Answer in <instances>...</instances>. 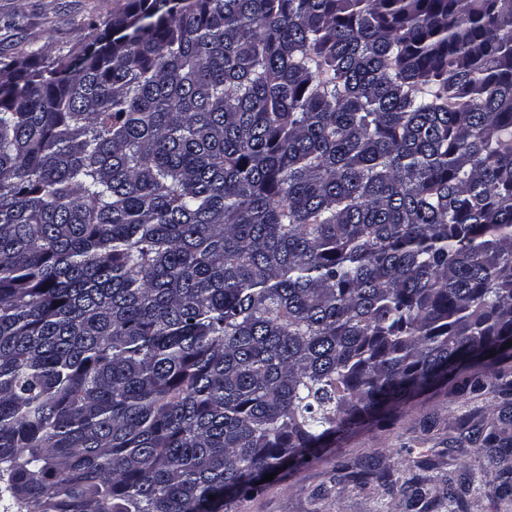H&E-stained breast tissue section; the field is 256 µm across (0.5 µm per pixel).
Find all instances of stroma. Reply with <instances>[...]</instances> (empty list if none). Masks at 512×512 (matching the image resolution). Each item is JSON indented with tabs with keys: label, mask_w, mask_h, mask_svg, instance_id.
I'll list each match as a JSON object with an SVG mask.
<instances>
[{
	"label": "stroma",
	"mask_w": 512,
	"mask_h": 512,
	"mask_svg": "<svg viewBox=\"0 0 512 512\" xmlns=\"http://www.w3.org/2000/svg\"><path fill=\"white\" fill-rule=\"evenodd\" d=\"M126 0H0V58L21 56L51 44L68 51L82 28H107ZM502 400L495 393L467 399L445 387L422 394L405 406L389 425L363 424L309 462L284 468L260 492L243 495L233 512H409L400 486L419 478L434 512H451L445 492L449 480L467 479L465 512H512V497H501L488 472L484 453L457 438L470 426L495 423L501 438L512 441V419L498 415ZM377 459L391 487L356 480L368 459Z\"/></svg>",
	"instance_id": "stroma-1"
}]
</instances>
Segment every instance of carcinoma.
I'll return each mask as SVG.
<instances>
[{
    "label": "carcinoma",
    "instance_id": "carcinoma-1",
    "mask_svg": "<svg viewBox=\"0 0 512 512\" xmlns=\"http://www.w3.org/2000/svg\"><path fill=\"white\" fill-rule=\"evenodd\" d=\"M0 59V480L221 512L512 337V0H127ZM512 493V450L469 437ZM423 512L418 482L402 488Z\"/></svg>",
    "mask_w": 512,
    "mask_h": 512
}]
</instances>
